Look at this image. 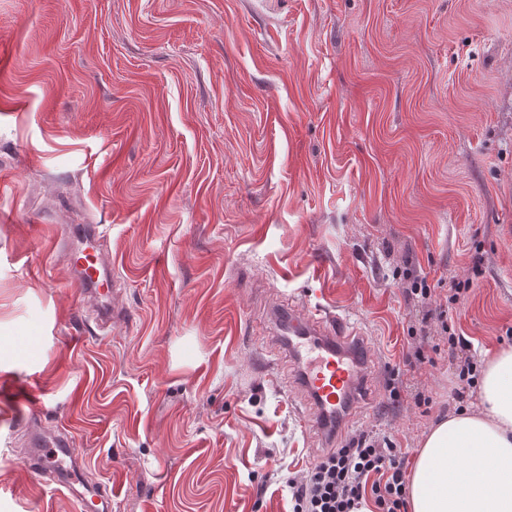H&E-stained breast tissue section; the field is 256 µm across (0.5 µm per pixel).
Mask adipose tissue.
Returning <instances> with one entry per match:
<instances>
[{"label":"adipose tissue","mask_w":512,"mask_h":512,"mask_svg":"<svg viewBox=\"0 0 512 512\" xmlns=\"http://www.w3.org/2000/svg\"><path fill=\"white\" fill-rule=\"evenodd\" d=\"M477 410L426 433L408 483L409 512H512V349L485 356Z\"/></svg>","instance_id":"ef3b65f1"}]
</instances>
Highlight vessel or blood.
<instances>
[{
    "instance_id": "vessel-or-blood-1",
    "label": "vessel or blood",
    "mask_w": 512,
    "mask_h": 512,
    "mask_svg": "<svg viewBox=\"0 0 512 512\" xmlns=\"http://www.w3.org/2000/svg\"><path fill=\"white\" fill-rule=\"evenodd\" d=\"M79 234V244L60 238L55 246L64 250L78 288L107 324L113 313L112 265L100 248L103 235L95 224L81 226ZM281 325L288 334L289 354L299 366L300 385L311 404L302 422L323 438H335L351 420V409L367 386L364 361L349 327L344 320L329 322L296 309L289 310ZM18 428L26 435L27 472L40 482L71 488L80 456L68 433L62 430L45 436L28 418L21 420Z\"/></svg>"
}]
</instances>
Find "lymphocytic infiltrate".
<instances>
[{
  "label": "lymphocytic infiltrate",
  "mask_w": 512,
  "mask_h": 512,
  "mask_svg": "<svg viewBox=\"0 0 512 512\" xmlns=\"http://www.w3.org/2000/svg\"><path fill=\"white\" fill-rule=\"evenodd\" d=\"M438 311L440 329L448 340V354L459 364L458 378L475 386L479 363L471 343L446 323ZM404 461L392 442L368 434L350 436L345 443L318 457L301 477L290 479L292 512H356L365 496H372L378 512H406Z\"/></svg>",
  "instance_id": "1"
}]
</instances>
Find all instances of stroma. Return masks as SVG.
Wrapping results in <instances>:
<instances>
[{"instance_id":"35a3bbf8","label":"stroma","mask_w":512,"mask_h":512,"mask_svg":"<svg viewBox=\"0 0 512 512\" xmlns=\"http://www.w3.org/2000/svg\"><path fill=\"white\" fill-rule=\"evenodd\" d=\"M0 49V512H77L19 416L67 429L112 512H290L323 444L281 308L349 322L342 434L408 471L460 387L447 351L406 360L428 307L474 355L512 343V0H0ZM84 224L104 332L54 247Z\"/></svg>"}]
</instances>
